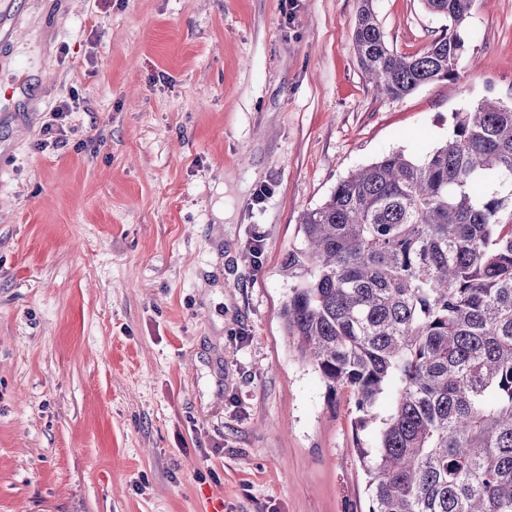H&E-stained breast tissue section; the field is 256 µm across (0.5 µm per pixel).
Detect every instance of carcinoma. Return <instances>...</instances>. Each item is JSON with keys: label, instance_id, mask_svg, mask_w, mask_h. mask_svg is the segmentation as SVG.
Instances as JSON below:
<instances>
[{"label": "carcinoma", "instance_id": "carcinoma-1", "mask_svg": "<svg viewBox=\"0 0 512 512\" xmlns=\"http://www.w3.org/2000/svg\"><path fill=\"white\" fill-rule=\"evenodd\" d=\"M424 2L448 32L405 56L361 0L354 49L385 97L456 74L474 0ZM453 119L429 155L341 179L286 260L289 346L372 436L355 448L367 512H512V104Z\"/></svg>", "mask_w": 512, "mask_h": 512}]
</instances>
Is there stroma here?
Masks as SVG:
<instances>
[{
	"instance_id": "obj_1",
	"label": "stroma",
	"mask_w": 512,
	"mask_h": 512,
	"mask_svg": "<svg viewBox=\"0 0 512 512\" xmlns=\"http://www.w3.org/2000/svg\"><path fill=\"white\" fill-rule=\"evenodd\" d=\"M360 0H0V512H348L353 397L288 347L302 215L512 100V0L457 74L377 95ZM389 47L448 27L373 0ZM79 105L63 145L50 110ZM71 107L70 103L65 101L50 111L52 119L43 125V134L47 136V138L41 141V148L45 149L51 144H58L59 140L57 141L55 135H57L63 127L61 122L67 117Z\"/></svg>"
}]
</instances>
